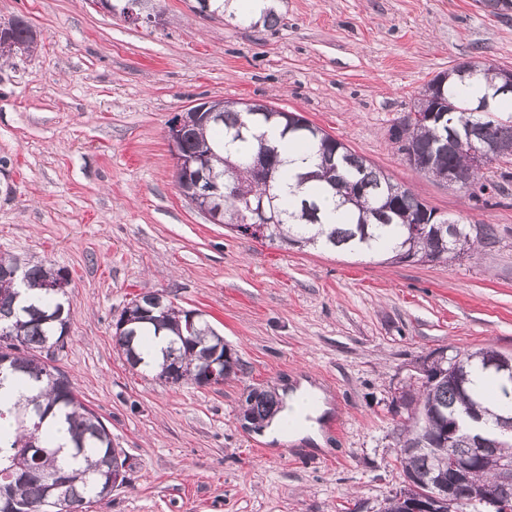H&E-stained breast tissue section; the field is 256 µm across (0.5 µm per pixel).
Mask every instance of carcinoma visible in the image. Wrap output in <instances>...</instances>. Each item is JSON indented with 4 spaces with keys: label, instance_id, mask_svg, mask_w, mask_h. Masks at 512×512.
I'll return each mask as SVG.
<instances>
[{
    "label": "carcinoma",
    "instance_id": "cac0c4a2",
    "mask_svg": "<svg viewBox=\"0 0 512 512\" xmlns=\"http://www.w3.org/2000/svg\"><path fill=\"white\" fill-rule=\"evenodd\" d=\"M9 37L36 47L35 31L21 16L5 22ZM451 74L441 90H433L432 79L414 109L392 130V138L413 167L441 178L450 169L468 175V186L479 181L480 171L471 168V146L497 145L508 157L512 151V114L503 113L504 97L489 102L467 93L471 80L483 73L490 76L488 89L499 83L500 68L480 61H464L449 68ZM219 120L200 117L188 126L181 139L182 154L192 160L181 170L179 187L189 188L202 177L226 186L243 185L247 198L224 190V197L212 201L211 210L221 212V222L241 235H249L252 211L266 216L265 238L285 246L344 250L352 254L380 257L392 263L425 262L448 258V247L474 251L495 236L489 225L474 226L458 220L448 225L432 224L433 210L408 188L353 152L298 112L293 113L303 127L293 126L291 117L273 107L254 102L244 111L238 101L216 103ZM446 114L448 137L460 136L466 146L439 154L434 149L438 126L422 117L433 109ZM280 127L284 147L294 142L317 146L320 163L315 170L301 167L290 173L283 169L279 145L270 143L262 128L271 123ZM266 145L268 174L256 169L252 157ZM345 211V222L326 225L324 210L329 203ZM17 299H0V349L10 360L0 365V388L10 382L16 402L0 406V512H49L44 503L49 490L57 488L71 512H89L91 505L112 495V467H125L128 457L112 443V435L96 412L83 404L68 378L58 367L57 354L63 351L64 333L69 331L70 304L66 290L54 287L62 270L42 262L21 270ZM130 303L140 317L114 334L115 345L132 369L154 374L164 383L191 381L205 385L210 359L221 346L222 336L210 322L200 317L187 326V310L156 293H143ZM170 332L162 362L151 365L144 346L148 336ZM488 348L458 352L449 357L432 352L423 362L416 392H406L402 401L410 408L398 424L399 461L406 480L413 483L434 476L450 481L448 449L463 454L476 437L493 434L482 427L486 415L499 422L512 413V380L487 371ZM453 368L456 378L444 371ZM497 388L498 412L482 406L484 392L476 381ZM34 388L36 396L28 395ZM242 410L257 422L281 411L279 401L269 392H252ZM60 415L67 425L71 451L59 456L60 446L46 428L49 415ZM456 421L459 432L448 440V424ZM478 491L485 498L506 495L512 498V476L504 475L500 459L488 456L473 465L468 484L458 491L460 502L453 512H490L487 504L471 499Z\"/></svg>",
    "mask_w": 512,
    "mask_h": 512
}]
</instances>
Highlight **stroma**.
Returning a JSON list of instances; mask_svg holds the SVG:
<instances>
[{"instance_id":"1","label":"stroma","mask_w":512,"mask_h":512,"mask_svg":"<svg viewBox=\"0 0 512 512\" xmlns=\"http://www.w3.org/2000/svg\"><path fill=\"white\" fill-rule=\"evenodd\" d=\"M161 4L155 28L87 0H0V22L24 17L39 38L0 61V255L69 273L57 366L130 465L91 512H380L403 485L395 421L424 358L512 354V163L465 192L419 174L390 133L454 63L512 69V17L474 0H279L264 28ZM220 99L301 113L439 214L493 225L494 243L390 264L211 223L180 194L164 129ZM145 292L202 311L241 370L200 387L131 369L114 322ZM300 376L330 398L331 451L267 443L239 419L250 389Z\"/></svg>"}]
</instances>
